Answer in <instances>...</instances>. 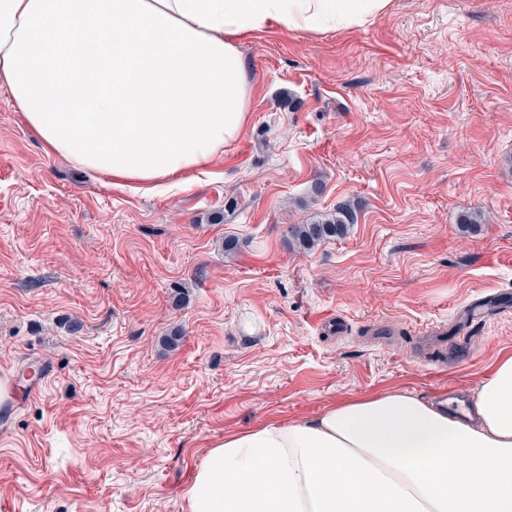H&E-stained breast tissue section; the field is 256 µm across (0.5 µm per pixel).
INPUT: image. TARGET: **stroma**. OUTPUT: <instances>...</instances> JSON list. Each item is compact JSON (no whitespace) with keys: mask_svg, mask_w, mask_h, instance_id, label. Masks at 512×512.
<instances>
[{"mask_svg":"<svg viewBox=\"0 0 512 512\" xmlns=\"http://www.w3.org/2000/svg\"><path fill=\"white\" fill-rule=\"evenodd\" d=\"M240 51L247 127L172 191L75 171L0 86V380L52 369L0 429V512H185L225 434L469 394L512 354V0ZM345 203V237L289 246Z\"/></svg>","mask_w":512,"mask_h":512,"instance_id":"1","label":"stroma"}]
</instances>
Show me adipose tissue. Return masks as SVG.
Returning a JSON list of instances; mask_svg holds the SVG:
<instances>
[{"label":"adipose tissue","mask_w":512,"mask_h":512,"mask_svg":"<svg viewBox=\"0 0 512 512\" xmlns=\"http://www.w3.org/2000/svg\"><path fill=\"white\" fill-rule=\"evenodd\" d=\"M393 0H0V85L50 153L153 189L243 134L242 38L363 27ZM186 512H512V355L469 412L403 389L216 442Z\"/></svg>","instance_id":"obj_1"}]
</instances>
